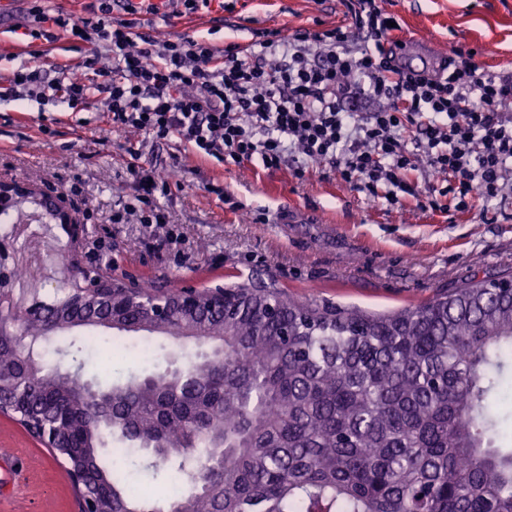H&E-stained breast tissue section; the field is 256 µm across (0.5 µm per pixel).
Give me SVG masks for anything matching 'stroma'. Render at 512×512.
<instances>
[{"mask_svg": "<svg viewBox=\"0 0 512 512\" xmlns=\"http://www.w3.org/2000/svg\"><path fill=\"white\" fill-rule=\"evenodd\" d=\"M157 14L144 23L161 40L197 33L224 46L253 31L292 33L349 22L345 0H223L209 11L185 16L179 0H155ZM402 25L405 50L426 57L429 67L454 46L477 49L486 70L512 72V0H382ZM28 0H0V74L14 55H25ZM53 126L45 137L41 125ZM141 162L173 174L177 185L163 204L182 233L164 242L159 229L136 221L111 223L132 192L129 149ZM0 182L33 185L61 193L69 224L42 222L33 199L21 206L30 226L16 240L44 253L38 279L41 297L53 296L67 261L78 267H111L112 277L164 289L209 288L235 280L275 283L294 298L387 312L456 288L471 274L512 271V187L501 203L454 216L423 210L414 200L392 207L371 202L336 178L316 173L300 183L289 165L267 171L250 164L225 170L177 141L155 142L112 129L103 97L71 110L39 111L36 103L0 101ZM223 185V196L207 184ZM267 214L253 223L251 211ZM82 332L60 339L62 356L83 362L84 377L108 385L129 374L162 371L181 358L184 343L161 334H103L97 352H81ZM154 346L143 363L139 350ZM122 465L130 488L154 503L167 500L177 475L146 467L138 453ZM0 512H74L66 473L50 449L19 424L0 417Z\"/></svg>", "mask_w": 512, "mask_h": 512, "instance_id": "obj_1", "label": "stroma"}]
</instances>
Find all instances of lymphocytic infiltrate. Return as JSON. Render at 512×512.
<instances>
[{"mask_svg":"<svg viewBox=\"0 0 512 512\" xmlns=\"http://www.w3.org/2000/svg\"><path fill=\"white\" fill-rule=\"evenodd\" d=\"M117 7L124 18L113 17ZM154 10L149 0H96L88 16L75 18L47 13L35 0L32 39L67 28L104 45L112 64L92 55L79 61L81 76L52 78L43 50L33 48L0 84V100L75 110L101 95L113 129L177 139L228 168L277 170L294 149L303 157L295 180L326 167L391 206L417 197L409 176L422 167L425 204L445 213L492 206L512 180V74L481 70L463 45L434 73H409L379 0H352L348 28L264 30L249 44L221 48L188 34L157 41L137 20ZM128 170L133 192L113 223L134 216L177 242L162 204L172 193L169 175L143 166L136 151Z\"/></svg>","mask_w":512,"mask_h":512,"instance_id":"f902f5d3","label":"lymphocytic infiltrate"}]
</instances>
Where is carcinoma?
<instances>
[{"mask_svg":"<svg viewBox=\"0 0 512 512\" xmlns=\"http://www.w3.org/2000/svg\"><path fill=\"white\" fill-rule=\"evenodd\" d=\"M157 289L112 284L66 320L72 290L56 289L42 315L20 319L25 341L0 336V379L15 381L3 410L62 425L65 468L86 476L94 512H512V450L497 443L498 380L512 370V276L471 275L425 301L385 314L299 301L274 284L208 292L187 310L177 290L166 318L146 320ZM164 334L205 342L175 380L167 372L114 384L112 411L78 375L48 365L66 332ZM112 443L173 467L184 492L159 506L130 497L104 458Z\"/></svg>","mask_w":512,"mask_h":512,"instance_id":"obj_1","label":"carcinoma"}]
</instances>
